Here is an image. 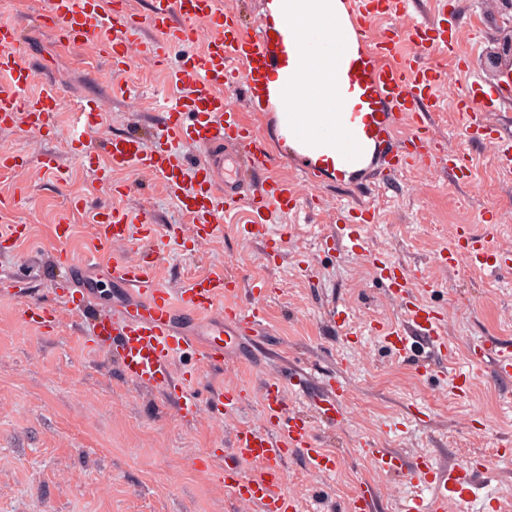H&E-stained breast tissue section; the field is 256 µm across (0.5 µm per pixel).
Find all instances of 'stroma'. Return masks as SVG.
<instances>
[{
  "label": "stroma",
  "instance_id": "1",
  "mask_svg": "<svg viewBox=\"0 0 512 512\" xmlns=\"http://www.w3.org/2000/svg\"><path fill=\"white\" fill-rule=\"evenodd\" d=\"M45 6L46 0H0V18L20 31L21 59L34 72L32 91L48 80L62 94L50 130L0 129V150L23 151L28 161L14 181H0V197L18 199L15 208L0 210V225L26 227L12 246L0 248V279L22 277L30 301L59 310L55 328H37L24 323L19 301L0 300V512H244L224 486L225 451L236 427L262 425L265 381L297 366L312 374L305 394L288 393L289 411L310 412L332 375L347 385L349 410L340 426L312 424L320 447L337 459L332 471H313L295 452L284 462L286 490L300 498L301 512H338L369 487L375 512H401L411 486L364 458L356 446L361 439L409 465L424 457L446 468L483 460L492 471L479 491L487 512H512V458L498 454L512 445V378H494L490 363L469 361L467 353L474 339L512 343V267L490 272L437 262L462 224L512 258V181L499 175L491 146L464 139L455 112L441 109L436 136L448 150L472 158L473 183L414 167L368 199L375 211L366 231L373 253L423 278V301L448 316L456 364L471 373L461 399L439 368L392 354L367 330L370 322L397 324L403 315L370 260L328 240L363 197L329 181L303 188L301 212L273 227L283 244L281 255L271 258L262 242L241 235L247 210L225 214L222 233L197 249L187 217L158 180L134 171L99 179L101 158L75 154L67 138L76 108L98 111L87 139L146 132L180 92L173 80L180 52L172 50L163 65L135 56L112 83L109 63L90 46L68 44L45 25ZM455 7L458 58L433 50L424 58L459 89L482 76L492 39L512 28V7L506 0H455ZM43 155L58 159L60 173L40 169ZM111 203L154 224L165 243L156 273L171 287L220 268L268 283L264 335L251 350L224 337L230 353L223 366L198 365L195 413L181 412L173 395L134 385L108 348H88L82 318L70 316L55 295L69 277L56 254L85 255L95 237L88 211ZM492 209L498 224L490 230L482 219ZM63 216L74 226L64 242L53 231ZM340 311L359 338L337 326ZM229 386L237 388L241 404L226 419L213 414L212 405Z\"/></svg>",
  "mask_w": 512,
  "mask_h": 512
}]
</instances>
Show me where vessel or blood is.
I'll return each instance as SVG.
<instances>
[{"label": "vessel or blood", "instance_id": "obj_1", "mask_svg": "<svg viewBox=\"0 0 512 512\" xmlns=\"http://www.w3.org/2000/svg\"><path fill=\"white\" fill-rule=\"evenodd\" d=\"M341 2L358 49L352 55L339 54L337 80L352 100L353 109L337 114L334 152L328 155L320 147L309 113L278 117L280 129L293 131L289 144L280 150L224 98L225 84L233 82L243 86L252 110H262L268 104V72L286 56L284 36L273 24L260 25L256 34H248L235 15L219 9L218 0H151L150 15L144 21L130 11L127 0H48L45 23L57 27L66 42L92 45L98 54L111 59L116 73L126 66L131 48L162 64L172 46L196 40L195 20L208 19L213 27L204 50L183 59L174 76L183 92L148 135L132 132L88 142L77 133L72 139L75 149L84 154L95 151L104 158L108 172H150L187 214L197 243L221 233L225 213L244 208L251 219L242 227L243 236L264 242L266 249L275 253L280 252L281 243L270 235L269 227L275 217L298 211L300 185L319 186L329 175L346 185L356 172L382 183L415 166L445 169L457 182H468L473 174L469 156L443 150L434 134L433 111L441 102V92L435 70L423 57L427 50L455 55L452 34L434 23L409 29L392 25L371 42L367 39L368 23L404 13L410 0ZM144 23L154 37L141 44L136 35ZM18 41L15 24L0 21V72L8 76L0 83V128L49 127L60 92L47 84L39 93L29 94L31 72L15 51ZM509 93L510 86L487 90L478 80L457 92L450 106L460 118V133L468 139L487 133L486 113ZM404 126L409 132L402 137L398 131ZM186 142L198 147L199 160L187 158L182 150ZM488 142L503 177L511 179L512 139L489 136ZM282 155L300 162L302 183L273 175L276 160ZM358 218V223L337 226L334 236L350 250L366 255L370 247L365 228L373 221V209L361 206ZM93 223V252L79 260L61 253L57 260L78 267L84 276L105 271L114 283L127 289L136 312L126 317L98 315L89 324V343H111L114 357L134 384L178 393L182 410L192 412L195 402L188 389L192 375L174 376L175 361L189 354L219 367L227 356L226 347L218 342L220 336H261L268 292L265 282H244L219 269L173 293L156 275L153 261L116 258L103 265L97 257L105 248L120 246L134 237L152 243V224L136 223L130 213L109 205L95 212ZM440 262L451 268L462 262L485 268L498 265L499 260L488 252L484 236L465 230ZM373 265L405 314L403 325L378 326L384 345L404 357L410 340L417 337L435 358L453 356L447 318L418 301L417 276L390 260L377 259ZM181 315L193 323L211 321L212 341L201 342L196 330L178 326ZM470 355L476 360H491L498 377L512 376V345L475 341ZM307 380V371L298 369L266 382L262 389L263 426L241 427L234 433L224 482L249 510L298 512L295 497L284 489L283 463L289 451H302L317 472L332 470L337 464L335 456L320 448L315 439L310 415L286 408V387L301 388ZM343 391L340 380L328 379L323 396L312 404L313 413L324 422L341 424L346 418ZM360 451L380 471L405 479L419 491L435 487V494L416 497L410 512H484V501L471 499L468 494L473 484L472 462L446 469L426 458L407 467L399 456L372 442H362ZM244 462L257 464L258 472L241 474Z\"/></svg>", "mask_w": 512, "mask_h": 512}]
</instances>
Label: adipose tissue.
Segmentation results:
<instances>
[{
    "instance_id": "ef3b65f1",
    "label": "adipose tissue",
    "mask_w": 512,
    "mask_h": 512,
    "mask_svg": "<svg viewBox=\"0 0 512 512\" xmlns=\"http://www.w3.org/2000/svg\"><path fill=\"white\" fill-rule=\"evenodd\" d=\"M272 22L288 40V64L269 73L270 102L279 112L345 111L336 87L337 52L353 53L340 0H270Z\"/></svg>"
}]
</instances>
